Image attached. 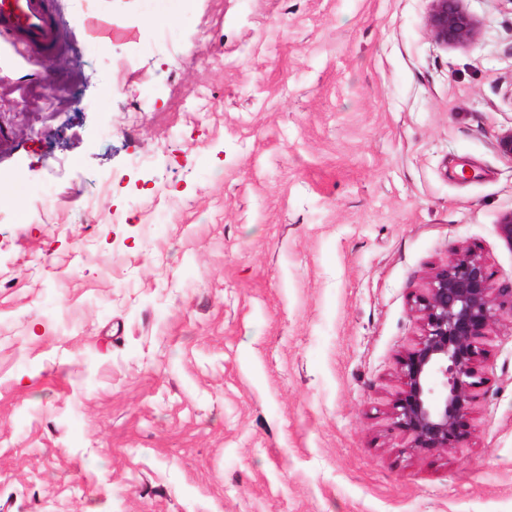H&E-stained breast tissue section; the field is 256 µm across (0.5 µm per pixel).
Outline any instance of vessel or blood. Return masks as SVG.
<instances>
[{
  "label": "vessel or blood",
  "instance_id": "1",
  "mask_svg": "<svg viewBox=\"0 0 512 512\" xmlns=\"http://www.w3.org/2000/svg\"><path fill=\"white\" fill-rule=\"evenodd\" d=\"M25 45L41 52L60 44L49 0H0V50Z\"/></svg>",
  "mask_w": 512,
  "mask_h": 512
}]
</instances>
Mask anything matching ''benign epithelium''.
<instances>
[{"instance_id": "7a95c632", "label": "benign epithelium", "mask_w": 512, "mask_h": 512, "mask_svg": "<svg viewBox=\"0 0 512 512\" xmlns=\"http://www.w3.org/2000/svg\"><path fill=\"white\" fill-rule=\"evenodd\" d=\"M462 2L430 0L425 25L437 44L465 47L480 38V23ZM415 313L421 337L400 359L403 389L393 419L415 448H455L476 398L478 339L512 318V287H495L482 256L461 248L431 272Z\"/></svg>"}]
</instances>
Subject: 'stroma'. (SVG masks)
Masks as SVG:
<instances>
[{
  "mask_svg": "<svg viewBox=\"0 0 512 512\" xmlns=\"http://www.w3.org/2000/svg\"><path fill=\"white\" fill-rule=\"evenodd\" d=\"M463 6L55 0L0 65V512H512V319L459 447L392 416L433 269L512 286V0ZM463 0H430L425 25L432 39L444 47H465L481 35L480 23L462 6Z\"/></svg>",
  "mask_w": 512,
  "mask_h": 512,
  "instance_id": "35a3bbf8",
  "label": "stroma"
}]
</instances>
